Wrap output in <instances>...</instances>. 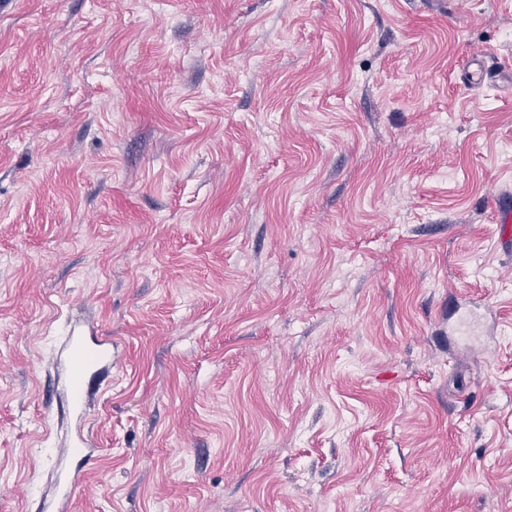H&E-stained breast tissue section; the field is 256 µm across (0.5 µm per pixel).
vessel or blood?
I'll use <instances>...</instances> for the list:
<instances>
[{
  "mask_svg": "<svg viewBox=\"0 0 512 512\" xmlns=\"http://www.w3.org/2000/svg\"><path fill=\"white\" fill-rule=\"evenodd\" d=\"M65 357L61 369L68 383L67 403L75 417H82L86 408L87 390L76 389L75 383L86 365H93L96 371L112 366V343L104 336H88L78 329H71L64 340ZM75 452L68 459L59 461L56 469L55 488L61 501L74 497L91 459V449L85 448L83 435H75L70 440Z\"/></svg>",
  "mask_w": 512,
  "mask_h": 512,
  "instance_id": "1",
  "label": "vessel or blood"
}]
</instances>
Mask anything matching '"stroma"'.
<instances>
[{"label":"stroma","instance_id":"1","mask_svg":"<svg viewBox=\"0 0 512 512\" xmlns=\"http://www.w3.org/2000/svg\"><path fill=\"white\" fill-rule=\"evenodd\" d=\"M512 0H0V512H512ZM65 357L60 363L67 380V403L70 412L81 420L86 408L88 389L75 388V383L82 375L87 364H92L93 375L112 368V342L107 336H86L82 331L73 328L65 336ZM84 437L81 428L77 430V435L70 440L71 448H80L79 453L72 454L68 459L56 463L55 488L57 497L67 502L74 497L76 488L82 481L87 470V465L92 456V448L85 447Z\"/></svg>","mask_w":512,"mask_h":512}]
</instances>
